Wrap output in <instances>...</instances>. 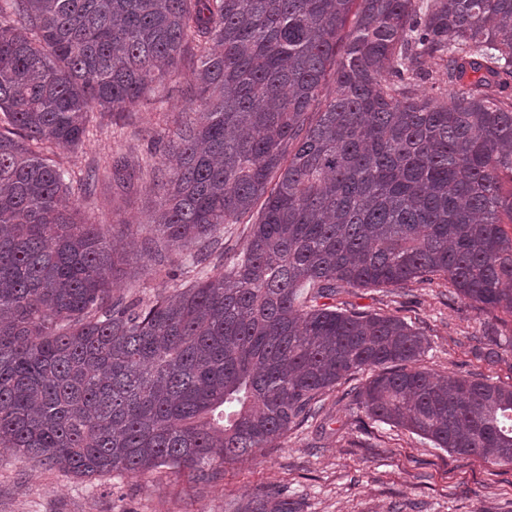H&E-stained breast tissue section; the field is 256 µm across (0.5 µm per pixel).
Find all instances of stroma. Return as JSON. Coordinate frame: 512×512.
I'll use <instances>...</instances> for the list:
<instances>
[{
  "label": "stroma",
  "instance_id": "obj_1",
  "mask_svg": "<svg viewBox=\"0 0 512 512\" xmlns=\"http://www.w3.org/2000/svg\"><path fill=\"white\" fill-rule=\"evenodd\" d=\"M178 81L152 89L118 116L95 112L93 132L78 151L58 150L73 178L95 162L125 156L137 166L185 118ZM74 198L94 224H145L158 190L149 181L99 182L94 195ZM342 300L356 309L394 314L424 328L429 347L421 367L445 376L481 374L512 383V317L448 296L447 281L405 288H352ZM503 343L487 363L479 339ZM366 374L338 384L321 419L291 430L281 447L228 466L223 484L201 487L168 471L144 479H80L0 451V512H229L257 488L273 486L302 512H512V468L461 458L418 435L368 420L349 391Z\"/></svg>",
  "mask_w": 512,
  "mask_h": 512
}]
</instances>
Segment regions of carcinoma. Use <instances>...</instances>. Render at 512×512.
Listing matches in <instances>:
<instances>
[{
	"mask_svg": "<svg viewBox=\"0 0 512 512\" xmlns=\"http://www.w3.org/2000/svg\"><path fill=\"white\" fill-rule=\"evenodd\" d=\"M192 59L175 164H140L157 209L126 225L171 292L125 302L127 255L49 154ZM504 224L512 0H0V450L215 486L370 371L366 418L512 466V384L422 369V330L335 305L441 276L512 315ZM235 512L299 508L262 488Z\"/></svg>",
	"mask_w": 512,
	"mask_h": 512,
	"instance_id": "cac0c4a2",
	"label": "carcinoma"
}]
</instances>
